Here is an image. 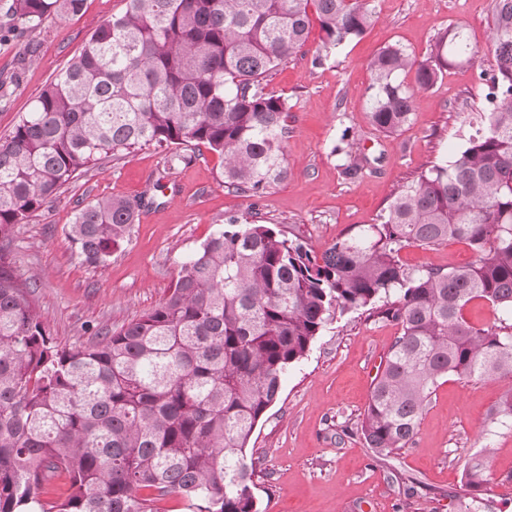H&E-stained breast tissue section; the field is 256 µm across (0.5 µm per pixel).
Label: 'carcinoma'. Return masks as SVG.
Returning a JSON list of instances; mask_svg holds the SVG:
<instances>
[{"label": "carcinoma", "mask_w": 512, "mask_h": 512, "mask_svg": "<svg viewBox=\"0 0 512 512\" xmlns=\"http://www.w3.org/2000/svg\"><path fill=\"white\" fill-rule=\"evenodd\" d=\"M84 0H10L6 23L34 30ZM376 21L372 0H128L104 21L0 138V512H264L259 461L246 453L282 378L336 317L394 298L380 314L401 326L375 377L360 431L388 456L412 444L438 382L512 379V0H492L494 65L479 72L483 128L451 159L423 169L379 223L321 257L267 224L230 217L181 265L152 310L80 346L47 331L36 283L8 248L19 225L103 156L143 145L169 166L204 147L223 159L227 189L263 195L288 178V100L266 78L302 52L313 23L323 61ZM450 26L419 58L400 45L368 64L369 119L392 137L414 96L448 69L475 63ZM415 74L416 86L405 82ZM337 146L361 169L353 144ZM144 200L101 198L76 210L67 239L99 267L130 235ZM467 243L474 260L409 269L407 246ZM488 302L501 316L471 321ZM512 418V389L489 411ZM466 484L487 483L479 460Z\"/></svg>", "instance_id": "cac0c4a2"}]
</instances>
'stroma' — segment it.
<instances>
[{
  "label": "stroma",
  "instance_id": "obj_1",
  "mask_svg": "<svg viewBox=\"0 0 512 512\" xmlns=\"http://www.w3.org/2000/svg\"><path fill=\"white\" fill-rule=\"evenodd\" d=\"M127 0H85L75 15L52 16L33 31L0 27V73L13 76L0 101V137L7 136L94 30L124 12ZM377 19L360 38L318 60L322 33L312 28L302 52L281 65L267 86L287 98L290 175L270 193L251 196L221 183L223 160L202 151L168 168L164 151L146 146L91 167L55 201L20 225L9 262L34 277L36 299L54 340L72 347L102 329H116L154 308L175 282L182 262L228 217L260 214L314 255L337 239L378 223L422 165L462 148L485 110L480 69L490 68V0H375ZM465 28L481 55L450 68L434 87L417 91L410 125L399 135L377 132L367 118L368 63L383 47L400 44L425 55L448 26ZM36 51L24 68L16 58L26 43ZM355 142L363 169L342 174V137ZM110 196L147 198L129 238L106 266L81 262L66 231L78 206ZM413 269L470 263L461 242L407 247ZM396 322L368 311L328 324L307 356L286 372L278 401L258 423L247 452L260 461L256 494L267 512H457L466 497L463 472L485 458L489 482L480 488L481 512H512V419L486 416L512 379L448 376L431 396L413 444L375 455L358 430L374 378L394 339Z\"/></svg>",
  "mask_w": 512,
  "mask_h": 512
}]
</instances>
